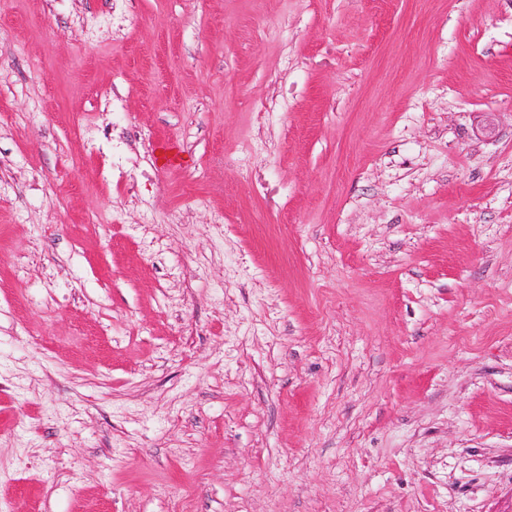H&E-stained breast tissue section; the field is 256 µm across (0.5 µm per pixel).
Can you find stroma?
Segmentation results:
<instances>
[{"label":"stroma","instance_id":"1","mask_svg":"<svg viewBox=\"0 0 512 512\" xmlns=\"http://www.w3.org/2000/svg\"><path fill=\"white\" fill-rule=\"evenodd\" d=\"M0 512H512V0H0Z\"/></svg>","mask_w":512,"mask_h":512}]
</instances>
